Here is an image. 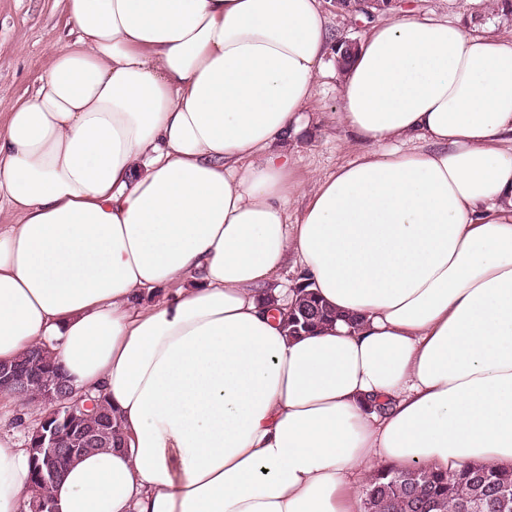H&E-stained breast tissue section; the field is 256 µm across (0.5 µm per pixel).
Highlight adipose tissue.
I'll return each mask as SVG.
<instances>
[{
	"label": "adipose tissue",
	"mask_w": 512,
	"mask_h": 512,
	"mask_svg": "<svg viewBox=\"0 0 512 512\" xmlns=\"http://www.w3.org/2000/svg\"><path fill=\"white\" fill-rule=\"evenodd\" d=\"M58 2L77 38L0 126V361L48 349L123 438L55 512H361L386 466L512 467V35L372 25L337 71L360 154L306 192L321 0ZM300 286L337 318L292 336ZM29 472L0 428V512Z\"/></svg>",
	"instance_id": "adipose-tissue-1"
}]
</instances>
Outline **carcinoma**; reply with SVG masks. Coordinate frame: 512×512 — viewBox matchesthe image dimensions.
<instances>
[{"mask_svg":"<svg viewBox=\"0 0 512 512\" xmlns=\"http://www.w3.org/2000/svg\"><path fill=\"white\" fill-rule=\"evenodd\" d=\"M300 297L288 309L286 327L292 334L309 332L335 319L333 310L323 305L311 292L299 289ZM38 363L43 373H57L61 365L47 351H28L8 364L10 368H24ZM79 432L88 439L89 451L112 448L121 440L122 425L112 407L103 399L85 414L79 423ZM29 478L41 489L40 503H29V512L36 507L53 505L48 494L51 483L41 478V457L31 453ZM512 500V470L490 465L466 466L453 472L425 469L399 471L383 469L370 479L363 492V512H461L463 504L480 503L481 512H502L503 499Z\"/></svg>","mask_w":512,"mask_h":512,"instance_id":"1","label":"carcinoma"}]
</instances>
